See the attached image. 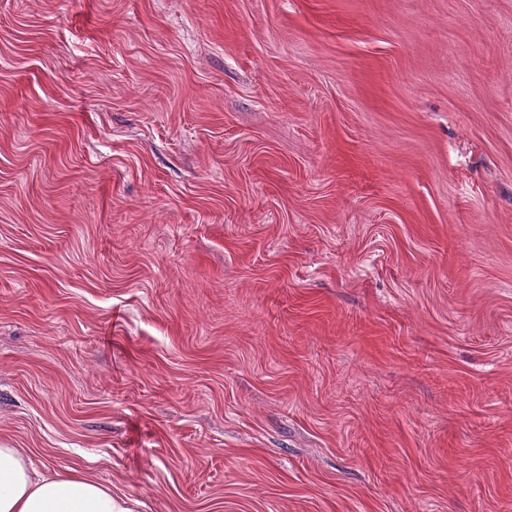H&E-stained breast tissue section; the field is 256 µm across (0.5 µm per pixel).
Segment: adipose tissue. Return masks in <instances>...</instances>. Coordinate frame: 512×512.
I'll use <instances>...</instances> for the list:
<instances>
[{
    "instance_id": "obj_1",
    "label": "adipose tissue",
    "mask_w": 512,
    "mask_h": 512,
    "mask_svg": "<svg viewBox=\"0 0 512 512\" xmlns=\"http://www.w3.org/2000/svg\"><path fill=\"white\" fill-rule=\"evenodd\" d=\"M0 512H130L112 489L77 473H38L22 449L0 444Z\"/></svg>"
}]
</instances>
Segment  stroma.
<instances>
[{
    "label": "stroma",
    "mask_w": 512,
    "mask_h": 512,
    "mask_svg": "<svg viewBox=\"0 0 512 512\" xmlns=\"http://www.w3.org/2000/svg\"><path fill=\"white\" fill-rule=\"evenodd\" d=\"M0 441L512 512V0H0Z\"/></svg>",
    "instance_id": "35a3bbf8"
}]
</instances>
